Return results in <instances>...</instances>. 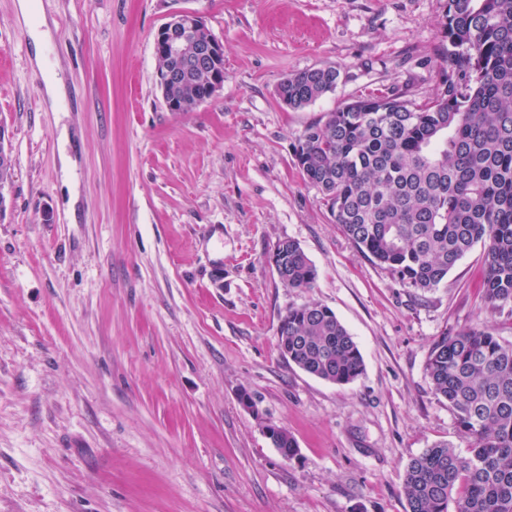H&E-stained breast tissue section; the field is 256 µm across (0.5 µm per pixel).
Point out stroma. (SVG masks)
<instances>
[{
    "instance_id": "35a3bbf8",
    "label": "stroma",
    "mask_w": 512,
    "mask_h": 512,
    "mask_svg": "<svg viewBox=\"0 0 512 512\" xmlns=\"http://www.w3.org/2000/svg\"><path fill=\"white\" fill-rule=\"evenodd\" d=\"M41 2L68 90L58 113L15 0H0L15 163L0 188V512H407L408 462L438 442L468 450L426 371L433 342L469 328L512 342V303L488 309L480 244L437 288L404 286L333 223L294 144L358 96L439 92L447 0ZM184 8L223 43L224 86L172 112L154 38ZM328 66L333 92L279 101L283 77ZM284 239L313 287L281 283ZM311 301L357 342L354 382L281 355L282 316Z\"/></svg>"
}]
</instances>
